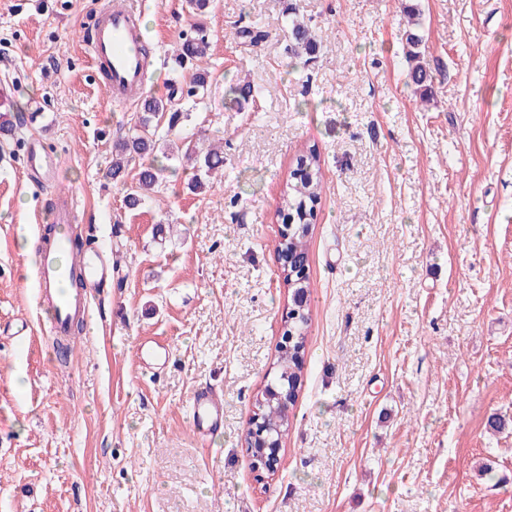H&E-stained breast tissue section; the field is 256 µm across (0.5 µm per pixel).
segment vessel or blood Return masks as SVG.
<instances>
[{
    "instance_id": "b4317fda",
    "label": "vessel or blood",
    "mask_w": 512,
    "mask_h": 512,
    "mask_svg": "<svg viewBox=\"0 0 512 512\" xmlns=\"http://www.w3.org/2000/svg\"><path fill=\"white\" fill-rule=\"evenodd\" d=\"M136 16L131 5H113L103 10L86 34L93 63L103 64L106 69V86L111 98L123 101L142 98L146 93ZM23 163L38 183L49 182L55 174V158L40 137L26 140ZM73 207L71 196L59 197L55 211L56 230L41 240L40 262L35 273L38 291L56 309L52 330L58 336L65 335L71 319L85 317L88 293L101 287L112 273L111 265L89 260L85 255L78 256L76 262L82 269L83 286L71 292L64 290L67 270L61 266L60 257L72 248L65 231L71 221ZM223 412L222 402L212 394L195 393L192 400L195 433L204 435L206 425L219 422Z\"/></svg>"
}]
</instances>
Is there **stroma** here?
Returning <instances> with one entry per match:
<instances>
[{
	"label": "stroma",
	"instance_id": "1",
	"mask_svg": "<svg viewBox=\"0 0 512 512\" xmlns=\"http://www.w3.org/2000/svg\"><path fill=\"white\" fill-rule=\"evenodd\" d=\"M109 0H0V512H512V0H131L147 91L209 43L204 98L176 97L181 134L224 146L192 190L173 160L160 202L125 203L149 157L110 174L140 102L110 99L83 37ZM317 35L289 58V4ZM433 77L407 82L404 6ZM260 19L265 36L230 33ZM258 89L237 106L229 84ZM46 139L36 186L25 138ZM307 146L324 187L309 236L299 396L276 472L245 428L274 373L290 297L275 245L285 183ZM76 199L119 280L90 300L68 360L34 286L38 227ZM28 330L17 335L15 325ZM160 347L142 367L141 340ZM224 405L191 428L194 391ZM206 41L202 36L187 37L174 50V61L179 67H185L188 63L194 68L192 79L186 84V94L188 96H199L204 98L209 88V72L202 68L199 62L206 56ZM23 163L37 183H48L55 174V157L46 149L41 137H32L24 144Z\"/></svg>",
	"mask_w": 512,
	"mask_h": 512
}]
</instances>
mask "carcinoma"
Returning a JSON list of instances; mask_svg holds the SVG:
<instances>
[{
	"label": "carcinoma",
	"instance_id": "carcinoma-1",
	"mask_svg": "<svg viewBox=\"0 0 512 512\" xmlns=\"http://www.w3.org/2000/svg\"><path fill=\"white\" fill-rule=\"evenodd\" d=\"M406 59L409 64V81L421 91V100L432 93V78L422 62L420 45L422 38L417 33L404 32ZM318 50L316 34L304 19L294 17L291 24V38L287 47L290 57L302 55L312 57ZM206 56V41L203 37H188L174 50L175 63L183 67L187 64L195 67L192 79L184 87H175L169 97H149L143 101L142 112L136 122V134L118 141L114 147L112 158V176L118 178L123 173L125 164L133 158L154 152L157 144L158 121H167L166 135L176 134L187 114L173 109V100L177 94L204 97L209 88V72L200 66ZM224 165V156L219 149H213L204 156L203 168L210 175ZM165 171V166L153 161L144 167L138 179V185L129 189L126 197L128 205L134 207L144 199L145 192L154 189ZM323 185L321 157L314 147H308L296 161V167L290 174L286 184L283 201L278 210L282 223L290 225L288 238L279 240L277 252L288 253L289 269L284 282L289 293L296 291L310 292L309 276L305 269L309 266L308 237L316 217V208L320 202ZM309 321V309L294 304L288 310V332L294 340L288 347L278 349V372L275 377L280 385L279 392L288 398L292 406L297 400L302 368V351L304 331ZM286 405V406H288ZM286 406L279 400H269L262 394L256 399L259 421L263 428L272 431L282 438L288 432Z\"/></svg>",
	"mask_w": 512,
	"mask_h": 512
}]
</instances>
